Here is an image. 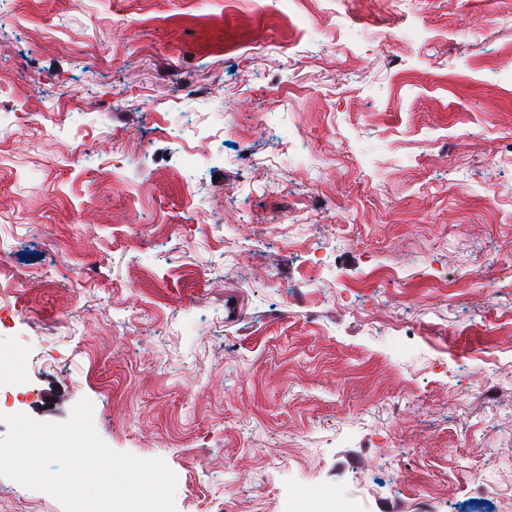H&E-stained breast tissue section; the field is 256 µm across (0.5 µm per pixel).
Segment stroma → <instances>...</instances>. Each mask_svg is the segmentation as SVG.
<instances>
[{
	"label": "stroma",
	"mask_w": 512,
	"mask_h": 512,
	"mask_svg": "<svg viewBox=\"0 0 512 512\" xmlns=\"http://www.w3.org/2000/svg\"><path fill=\"white\" fill-rule=\"evenodd\" d=\"M357 9L0 0L14 407L89 399L177 512H512V0Z\"/></svg>",
	"instance_id": "35a3bbf8"
}]
</instances>
